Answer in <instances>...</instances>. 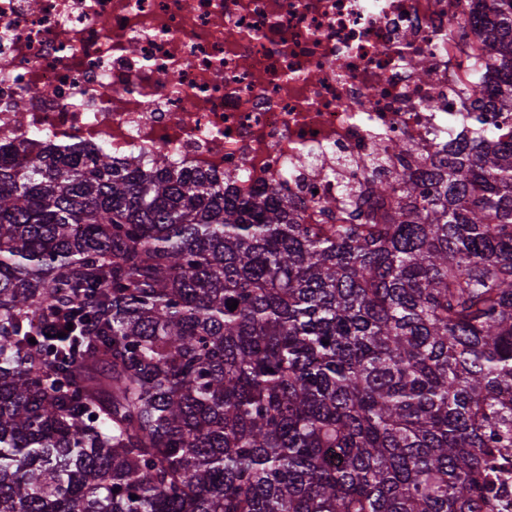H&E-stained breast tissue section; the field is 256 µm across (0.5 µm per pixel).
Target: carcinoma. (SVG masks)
<instances>
[{"instance_id": "1", "label": "carcinoma", "mask_w": 512, "mask_h": 512, "mask_svg": "<svg viewBox=\"0 0 512 512\" xmlns=\"http://www.w3.org/2000/svg\"><path fill=\"white\" fill-rule=\"evenodd\" d=\"M482 9L497 104L467 73L475 135L367 168L375 201L332 224L163 152L0 160V512H483L512 448V124L480 113H512V0Z\"/></svg>"}]
</instances>
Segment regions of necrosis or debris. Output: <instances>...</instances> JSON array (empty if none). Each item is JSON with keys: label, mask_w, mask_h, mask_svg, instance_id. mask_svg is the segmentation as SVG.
I'll list each match as a JSON object with an SVG mask.
<instances>
[{"label": "necrosis or debris", "mask_w": 512, "mask_h": 512, "mask_svg": "<svg viewBox=\"0 0 512 512\" xmlns=\"http://www.w3.org/2000/svg\"><path fill=\"white\" fill-rule=\"evenodd\" d=\"M471 0H0V146L21 136L150 169L231 175L236 198L277 187L301 221L421 168L471 134L461 74L477 41L449 23ZM428 55L419 79L407 60ZM26 108L14 110L17 100ZM409 144L399 156L396 146ZM512 512V448L490 458Z\"/></svg>", "instance_id": "obj_1"}]
</instances>
